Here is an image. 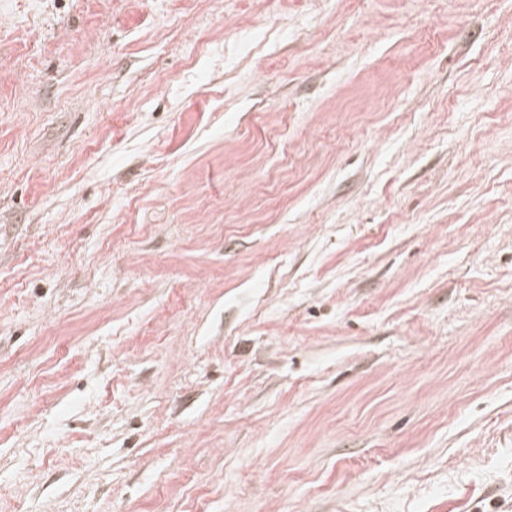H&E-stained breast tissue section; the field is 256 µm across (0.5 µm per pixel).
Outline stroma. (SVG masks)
<instances>
[{
  "label": "stroma",
  "mask_w": 512,
  "mask_h": 512,
  "mask_svg": "<svg viewBox=\"0 0 512 512\" xmlns=\"http://www.w3.org/2000/svg\"><path fill=\"white\" fill-rule=\"evenodd\" d=\"M0 512H512V0H0Z\"/></svg>",
  "instance_id": "1"
}]
</instances>
